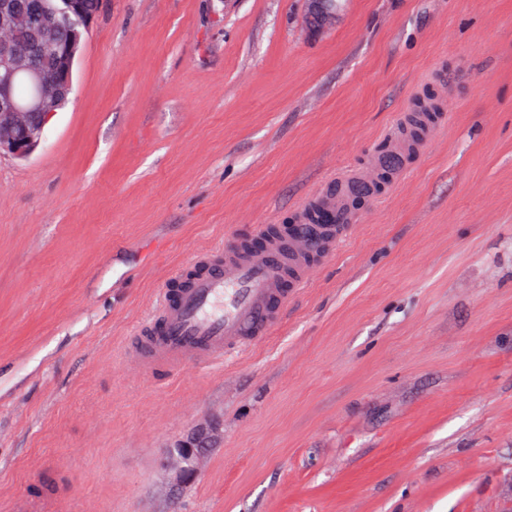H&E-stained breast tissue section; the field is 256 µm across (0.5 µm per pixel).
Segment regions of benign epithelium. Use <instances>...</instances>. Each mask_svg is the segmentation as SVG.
Masks as SVG:
<instances>
[{
	"label": "benign epithelium",
	"instance_id": "7a95c632",
	"mask_svg": "<svg viewBox=\"0 0 512 512\" xmlns=\"http://www.w3.org/2000/svg\"><path fill=\"white\" fill-rule=\"evenodd\" d=\"M311 4L320 16V25L325 26L334 19L330 0H311ZM94 17L95 12L88 10L84 0H36L27 7L17 5L14 0H0V29H27L37 44L50 29L66 25L76 34L79 29L88 27ZM70 69L68 50L61 54L55 65L37 68L30 51L0 42V154L23 155L38 146L46 124L71 91ZM23 73L33 76L37 94L22 106L13 99L12 81ZM33 112L39 113L42 121L31 130L28 120ZM200 442L201 438L196 437L179 449L181 469L187 477L196 473Z\"/></svg>",
	"mask_w": 512,
	"mask_h": 512
}]
</instances>
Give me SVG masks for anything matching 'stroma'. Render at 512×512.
I'll return each instance as SVG.
<instances>
[{
	"label": "stroma",
	"instance_id": "35a3bbf8",
	"mask_svg": "<svg viewBox=\"0 0 512 512\" xmlns=\"http://www.w3.org/2000/svg\"><path fill=\"white\" fill-rule=\"evenodd\" d=\"M72 82L0 155V512L58 483L63 512H512V0H343L329 29L310 0H101ZM429 88L453 108L405 153ZM385 150L270 336L131 363L195 253Z\"/></svg>",
	"mask_w": 512,
	"mask_h": 512
}]
</instances>
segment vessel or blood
Instances as JSON below:
<instances>
[{
	"label": "vessel or blood",
	"instance_id": "vessel-or-blood-1",
	"mask_svg": "<svg viewBox=\"0 0 512 512\" xmlns=\"http://www.w3.org/2000/svg\"><path fill=\"white\" fill-rule=\"evenodd\" d=\"M332 231L324 250L307 241L283 249L268 228L257 226L262 251L221 245L195 254L189 273H177L156 308L136 328L130 359L145 373L177 372L218 363L264 340L280 324L290 298L306 288L348 232ZM63 488L18 498L12 512H58Z\"/></svg>",
	"mask_w": 512,
	"mask_h": 512
}]
</instances>
